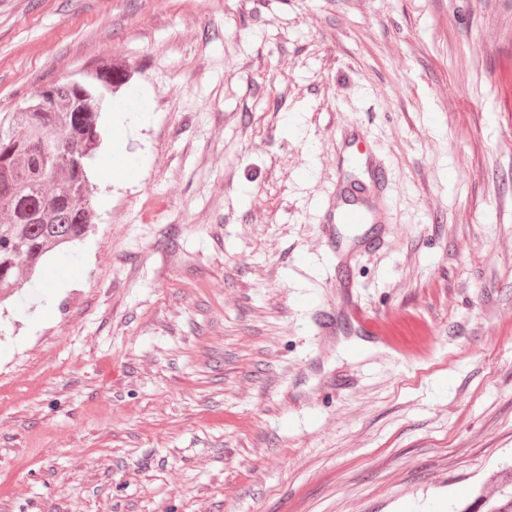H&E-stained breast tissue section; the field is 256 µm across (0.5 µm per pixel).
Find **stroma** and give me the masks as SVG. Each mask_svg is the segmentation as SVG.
<instances>
[{"label":"stroma","mask_w":512,"mask_h":512,"mask_svg":"<svg viewBox=\"0 0 512 512\" xmlns=\"http://www.w3.org/2000/svg\"><path fill=\"white\" fill-rule=\"evenodd\" d=\"M114 114L69 262L0 294V512H447L512 472V0H0V112ZM358 123L388 249L324 255ZM496 249L487 258V246ZM401 312L392 350L348 303ZM334 321L329 335L318 323Z\"/></svg>","instance_id":"stroma-1"}]
</instances>
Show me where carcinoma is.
I'll use <instances>...</instances> for the list:
<instances>
[{"mask_svg": "<svg viewBox=\"0 0 512 512\" xmlns=\"http://www.w3.org/2000/svg\"><path fill=\"white\" fill-rule=\"evenodd\" d=\"M51 100L27 101L29 112L0 114V289L33 274L48 252L83 240L92 224L89 164L100 146L99 85L50 84ZM83 157V169L73 156ZM458 512H512V473L498 498L476 500Z\"/></svg>", "mask_w": 512, "mask_h": 512, "instance_id": "obj_1", "label": "carcinoma"}]
</instances>
